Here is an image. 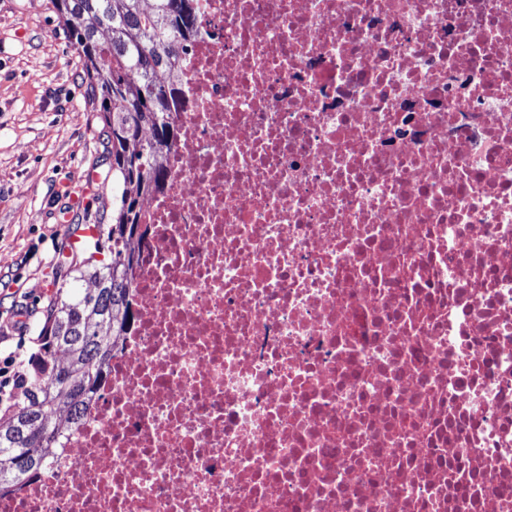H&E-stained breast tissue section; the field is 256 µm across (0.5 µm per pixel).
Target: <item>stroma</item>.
<instances>
[{
  "mask_svg": "<svg viewBox=\"0 0 512 512\" xmlns=\"http://www.w3.org/2000/svg\"><path fill=\"white\" fill-rule=\"evenodd\" d=\"M82 60L52 0H0V323L15 350L39 336L61 284L94 250L88 226L112 221L106 129L86 93ZM101 181L87 186L85 172ZM34 307L30 333L16 312Z\"/></svg>",
  "mask_w": 512,
  "mask_h": 512,
  "instance_id": "obj_1",
  "label": "stroma"
}]
</instances>
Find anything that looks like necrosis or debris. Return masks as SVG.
Segmentation results:
<instances>
[{"instance_id": "4bbe7bcc", "label": "necrosis or debris", "mask_w": 512, "mask_h": 512, "mask_svg": "<svg viewBox=\"0 0 512 512\" xmlns=\"http://www.w3.org/2000/svg\"><path fill=\"white\" fill-rule=\"evenodd\" d=\"M134 329L0 512H512V0H199Z\"/></svg>"}]
</instances>
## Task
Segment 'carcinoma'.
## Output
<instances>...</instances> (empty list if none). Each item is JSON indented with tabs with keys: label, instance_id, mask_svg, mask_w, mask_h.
<instances>
[{
	"label": "carcinoma",
	"instance_id": "obj_1",
	"mask_svg": "<svg viewBox=\"0 0 512 512\" xmlns=\"http://www.w3.org/2000/svg\"><path fill=\"white\" fill-rule=\"evenodd\" d=\"M198 0H53L70 46L81 57L87 94L110 129L112 223L99 226L106 263L80 271L92 291L59 289L44 332L47 353L13 412L0 418V456L21 459L0 475V499L41 471L59 438L77 426L108 375L133 314V272L139 255L128 242L145 217V203L165 184L166 160L179 135L181 61L198 26Z\"/></svg>",
	"mask_w": 512,
	"mask_h": 512
}]
</instances>
